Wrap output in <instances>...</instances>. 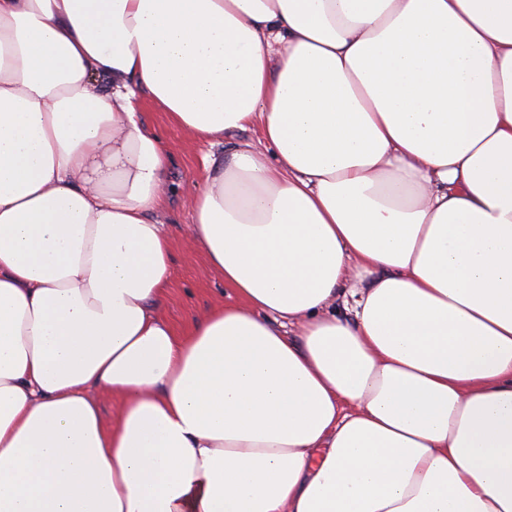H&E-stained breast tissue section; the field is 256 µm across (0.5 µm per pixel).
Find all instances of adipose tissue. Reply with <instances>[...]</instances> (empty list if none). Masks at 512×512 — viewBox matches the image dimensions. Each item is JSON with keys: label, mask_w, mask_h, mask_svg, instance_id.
I'll return each mask as SVG.
<instances>
[{"label": "adipose tissue", "mask_w": 512, "mask_h": 512, "mask_svg": "<svg viewBox=\"0 0 512 512\" xmlns=\"http://www.w3.org/2000/svg\"><path fill=\"white\" fill-rule=\"evenodd\" d=\"M0 512H512V0H0ZM139 112L150 128L161 133L172 153L169 171L172 191L166 203L165 221L172 238L175 274L163 310L175 327L183 328L211 305L224 300V283L210 271L203 252L186 246L181 234L183 224L189 223L193 214L192 199L203 175L204 156L220 155L224 149L211 147L207 141L196 140L170 124L165 113L157 110L146 96L141 100Z\"/></svg>", "instance_id": "ef3b65f1"}]
</instances>
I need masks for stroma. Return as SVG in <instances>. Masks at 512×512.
Returning <instances> with one entry per match:
<instances>
[{
  "instance_id": "obj_1",
  "label": "stroma",
  "mask_w": 512,
  "mask_h": 512,
  "mask_svg": "<svg viewBox=\"0 0 512 512\" xmlns=\"http://www.w3.org/2000/svg\"><path fill=\"white\" fill-rule=\"evenodd\" d=\"M139 110L143 121L158 130L172 154L169 181L172 188L165 208V221L172 238L174 279L164 305L165 317L178 328L224 298L223 282L210 271L199 249L186 246L181 228L193 214L192 199L203 175L202 160L212 151L208 142L190 137L169 123L165 113L149 99H142Z\"/></svg>"
}]
</instances>
